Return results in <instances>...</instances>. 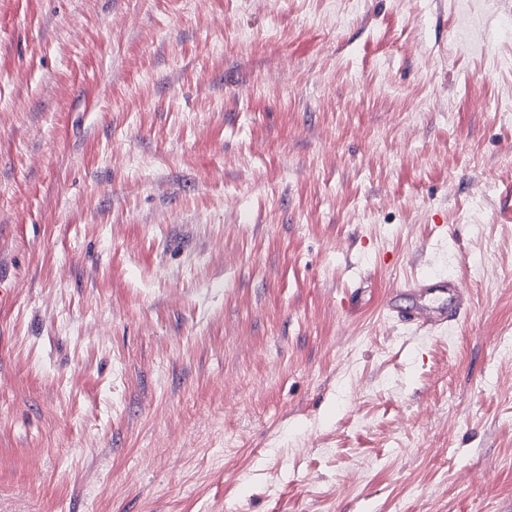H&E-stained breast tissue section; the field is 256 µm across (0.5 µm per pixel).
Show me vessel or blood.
Returning <instances> with one entry per match:
<instances>
[{"instance_id": "b4317fda", "label": "vessel or blood", "mask_w": 512, "mask_h": 512, "mask_svg": "<svg viewBox=\"0 0 512 512\" xmlns=\"http://www.w3.org/2000/svg\"><path fill=\"white\" fill-rule=\"evenodd\" d=\"M407 304L400 298H389L387 310L399 321L428 330H440L454 325L469 308L470 301L459 293L452 280L425 273L402 291Z\"/></svg>"}]
</instances>
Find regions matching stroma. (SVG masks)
<instances>
[{
    "instance_id": "stroma-1",
    "label": "stroma",
    "mask_w": 512,
    "mask_h": 512,
    "mask_svg": "<svg viewBox=\"0 0 512 512\" xmlns=\"http://www.w3.org/2000/svg\"><path fill=\"white\" fill-rule=\"evenodd\" d=\"M0 284V512H512V0H0ZM440 292L447 295V303L436 304L431 296ZM410 303L401 305L397 297L386 301L387 310L399 321L425 328L440 330L454 325L467 313L470 300L459 293L451 279H441L424 272L401 291Z\"/></svg>"
}]
</instances>
